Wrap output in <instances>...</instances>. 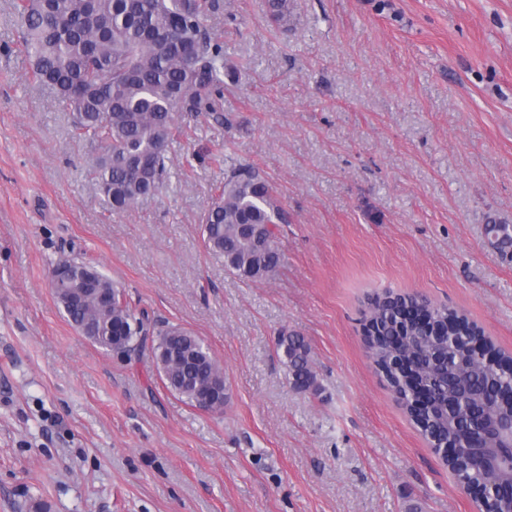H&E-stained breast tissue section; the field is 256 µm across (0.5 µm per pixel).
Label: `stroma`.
I'll use <instances>...</instances> for the list:
<instances>
[{
    "mask_svg": "<svg viewBox=\"0 0 512 512\" xmlns=\"http://www.w3.org/2000/svg\"><path fill=\"white\" fill-rule=\"evenodd\" d=\"M240 65L221 111L169 147L171 185L128 213L33 80L0 0V512H478L362 333L370 300L420 295L512 354V0H223ZM223 152V164L208 160ZM257 166L288 214L272 277L239 279L201 217L225 168ZM78 255L150 319L202 338L224 411L164 385L151 349L80 334L50 286ZM322 386L294 391L281 329Z\"/></svg>",
    "mask_w": 512,
    "mask_h": 512,
    "instance_id": "obj_1",
    "label": "stroma"
}]
</instances>
